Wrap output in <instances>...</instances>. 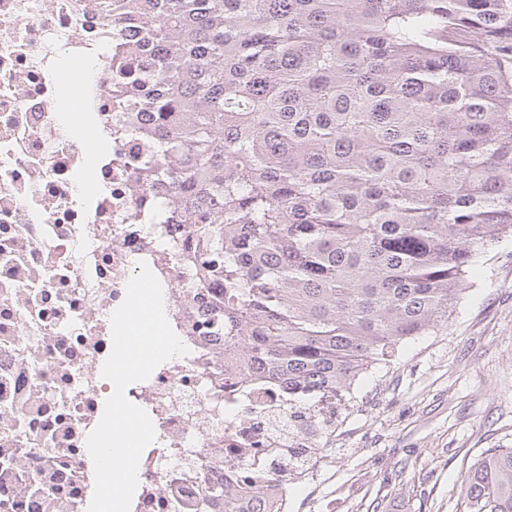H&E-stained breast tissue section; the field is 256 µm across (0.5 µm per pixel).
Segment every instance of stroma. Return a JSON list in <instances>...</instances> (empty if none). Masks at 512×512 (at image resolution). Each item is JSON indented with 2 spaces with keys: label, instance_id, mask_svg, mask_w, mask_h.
I'll return each mask as SVG.
<instances>
[{
  "label": "stroma",
  "instance_id": "35a3bbf8",
  "mask_svg": "<svg viewBox=\"0 0 512 512\" xmlns=\"http://www.w3.org/2000/svg\"><path fill=\"white\" fill-rule=\"evenodd\" d=\"M478 267L446 326L357 381L331 447L289 484L288 512H466L464 473L512 448V238Z\"/></svg>",
  "mask_w": 512,
  "mask_h": 512
}]
</instances>
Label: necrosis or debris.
<instances>
[{
    "label": "necrosis or debris",
    "instance_id": "obj_1",
    "mask_svg": "<svg viewBox=\"0 0 512 512\" xmlns=\"http://www.w3.org/2000/svg\"><path fill=\"white\" fill-rule=\"evenodd\" d=\"M122 5L0 0V512H88L111 315L145 265L190 353L126 389L156 433L130 512H197L225 476L314 445L286 390L241 387L248 356L199 340L214 291L183 263L187 225L156 223L138 178L164 164L153 115L115 109L113 58L156 53L143 27L120 25Z\"/></svg>",
    "mask_w": 512,
    "mask_h": 512
}]
</instances>
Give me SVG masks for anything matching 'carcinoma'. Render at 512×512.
Returning <instances> with one entry per match:
<instances>
[{"label": "carcinoma", "instance_id": "1", "mask_svg": "<svg viewBox=\"0 0 512 512\" xmlns=\"http://www.w3.org/2000/svg\"><path fill=\"white\" fill-rule=\"evenodd\" d=\"M153 70L117 62V108L155 114L207 326L247 383L345 401L448 320L481 254L512 237V0H127ZM473 34L461 46L453 35ZM317 447L332 414L316 413ZM291 471L303 448H276ZM287 476L224 480L201 512H286ZM469 512H512V448L467 471Z\"/></svg>", "mask_w": 512, "mask_h": 512}]
</instances>
